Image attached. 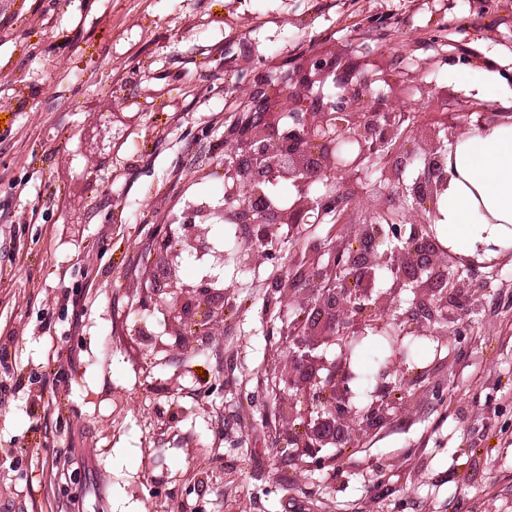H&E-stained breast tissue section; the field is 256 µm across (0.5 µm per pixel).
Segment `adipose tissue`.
<instances>
[{
  "mask_svg": "<svg viewBox=\"0 0 512 512\" xmlns=\"http://www.w3.org/2000/svg\"><path fill=\"white\" fill-rule=\"evenodd\" d=\"M448 174V191L437 208L449 240L466 255L480 245H501L504 227L512 223V124L467 135ZM479 202L488 218H477Z\"/></svg>",
  "mask_w": 512,
  "mask_h": 512,
  "instance_id": "1",
  "label": "adipose tissue"
}]
</instances>
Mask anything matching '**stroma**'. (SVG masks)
Listing matches in <instances>:
<instances>
[{
	"label": "stroma",
	"mask_w": 512,
	"mask_h": 512,
	"mask_svg": "<svg viewBox=\"0 0 512 512\" xmlns=\"http://www.w3.org/2000/svg\"><path fill=\"white\" fill-rule=\"evenodd\" d=\"M371 15L404 39L447 24L475 65L437 89L512 106V0H0V512H512V248L466 340L409 358L443 403L396 397L305 477L261 422L288 364L271 263L225 262L238 310L196 349L139 336L163 330L134 274L157 225L224 198L243 55L277 73Z\"/></svg>",
	"instance_id": "obj_1"
}]
</instances>
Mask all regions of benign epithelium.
<instances>
[{"instance_id": "7a95c632", "label": "benign epithelium", "mask_w": 512, "mask_h": 512, "mask_svg": "<svg viewBox=\"0 0 512 512\" xmlns=\"http://www.w3.org/2000/svg\"><path fill=\"white\" fill-rule=\"evenodd\" d=\"M360 53L353 45L313 53L289 69L286 80H273L253 61L245 67L248 76L236 94L249 100L259 116L224 127L222 173L224 186L232 191L214 209H184L179 228H166L153 244L144 271L150 292L142 304L160 309L165 329L180 336L181 347H190L207 335L197 319L199 302L209 303L213 328L223 323L224 302L236 288L224 285L219 275L197 283L179 276L185 252L210 255L214 264L224 266V254L212 250L205 224L215 218L243 227L252 246L236 262L250 267L254 253H276L267 247L273 236L293 241L302 225L322 223L343 200L344 231L329 243L310 242L306 258L289 260L279 272L307 288L306 297L297 300L291 292L285 299L306 318L296 323L280 317L278 343L288 344L291 362L286 376L269 369L268 387L275 395L276 418L289 425L292 455L308 459L310 472L330 465L329 449L390 420L396 387L422 383L426 391L440 394L438 385L408 370L397 346L392 362L379 372L369 404L356 406L345 343L391 323L451 344L464 330L448 325V309L463 308L464 300L489 288L499 271L495 262L462 258L438 247L429 225L440 219L430 203L447 185L454 146L473 130L503 124L501 114L489 105L475 112L467 103L461 119L453 95L448 97L450 119L435 122L429 118L434 84L415 80L420 96L410 102L401 88L414 72L407 69L396 78L388 72L368 74ZM403 112L420 115L409 131L393 120ZM394 143L403 147L387 154L385 185L366 187V160ZM280 177L292 180L295 188L285 208L273 205L264 193ZM324 177L331 179L326 191L313 194L312 182ZM393 209L405 213L409 227L373 223L375 216ZM393 236L399 244L381 248ZM354 238L364 244L362 250L351 247ZM381 269L391 280L379 278Z\"/></svg>"}]
</instances>
